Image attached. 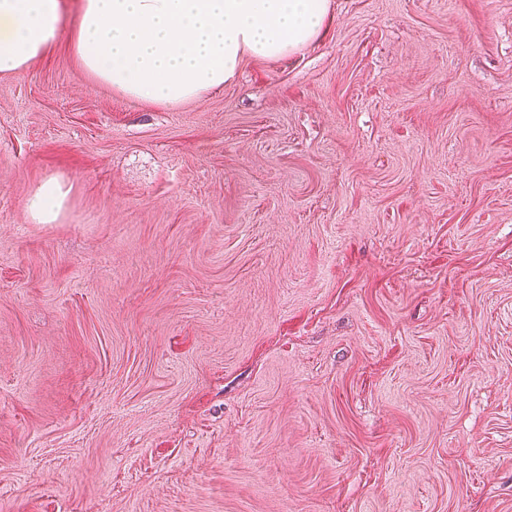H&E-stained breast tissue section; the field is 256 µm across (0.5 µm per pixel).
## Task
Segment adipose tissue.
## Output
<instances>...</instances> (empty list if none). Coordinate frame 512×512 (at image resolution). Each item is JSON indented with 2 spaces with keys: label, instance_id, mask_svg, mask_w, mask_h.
Listing matches in <instances>:
<instances>
[{
  "label": "adipose tissue",
  "instance_id": "ef3b65f1",
  "mask_svg": "<svg viewBox=\"0 0 512 512\" xmlns=\"http://www.w3.org/2000/svg\"><path fill=\"white\" fill-rule=\"evenodd\" d=\"M331 0H83L70 36L83 67L142 102L176 106L237 77L246 59L282 60L322 36ZM60 0H0V75L25 72L60 40ZM60 178L44 181L28 210L54 222Z\"/></svg>",
  "mask_w": 512,
  "mask_h": 512
}]
</instances>
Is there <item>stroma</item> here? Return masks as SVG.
<instances>
[{
    "label": "stroma",
    "mask_w": 512,
    "mask_h": 512,
    "mask_svg": "<svg viewBox=\"0 0 512 512\" xmlns=\"http://www.w3.org/2000/svg\"><path fill=\"white\" fill-rule=\"evenodd\" d=\"M68 43L0 76V512H512V0L173 108ZM66 192L63 190L62 180L51 177L44 181L30 197L28 210L39 224L54 222L65 203Z\"/></svg>",
    "instance_id": "stroma-1"
}]
</instances>
